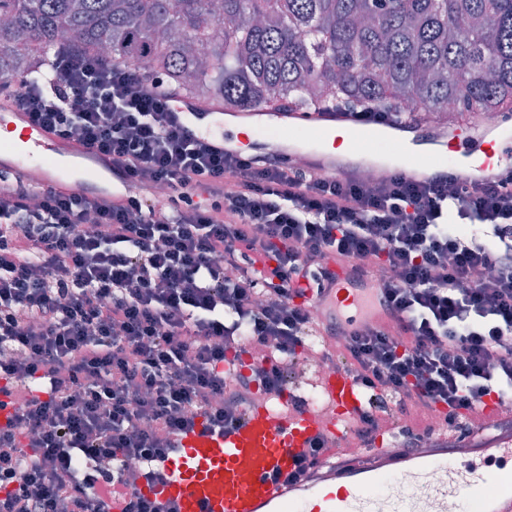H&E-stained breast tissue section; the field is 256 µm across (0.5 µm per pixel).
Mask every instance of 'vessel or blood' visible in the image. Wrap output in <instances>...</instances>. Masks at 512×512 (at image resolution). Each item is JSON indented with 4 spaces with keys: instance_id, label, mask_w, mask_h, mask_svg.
Returning <instances> with one entry per match:
<instances>
[{
    "instance_id": "vessel-or-blood-1",
    "label": "vessel or blood",
    "mask_w": 512,
    "mask_h": 512,
    "mask_svg": "<svg viewBox=\"0 0 512 512\" xmlns=\"http://www.w3.org/2000/svg\"><path fill=\"white\" fill-rule=\"evenodd\" d=\"M174 109L187 133L204 139L219 151L252 149L251 130L269 132L265 146L281 152L283 132L310 128L317 135H339L349 151L365 149L369 135L350 117L313 111L224 115L222 110L190 97L177 100ZM417 157L405 159L398 169L419 179L438 168H450L470 183L493 178L512 165V122L430 129L415 133ZM40 164L41 181L63 193L84 189L106 198L120 194V186H98L92 174L111 171L112 159L86 153L77 144L60 140L34 125L23 113L0 104V173L29 177L30 160ZM312 169L341 174L351 165L336 154L310 155ZM334 281L314 298L318 317L343 313L351 327L365 320L364 305H371L377 320L387 318L378 289L360 290L353 267L333 265ZM321 406L285 411L256 401L231 431L197 424L178 434L176 448L160 465L159 480L143 490L165 512H448L449 489H462L461 512H512V491L493 486L512 474V434L467 446L440 440L435 453L416 455L375 447L363 452L347 445L346 433L364 405L355 379L343 370L320 377ZM327 441L332 453L342 455L341 466H319L294 476L298 457L316 438ZM400 465L410 482L402 498L382 497L376 490L388 480L390 464ZM448 470L446 487L433 486V469Z\"/></svg>"
}]
</instances>
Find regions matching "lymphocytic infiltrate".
I'll list each match as a JSON object with an SVG mask.
<instances>
[{
	"instance_id": "lymphocytic-infiltrate-1",
	"label": "lymphocytic infiltrate",
	"mask_w": 512,
	"mask_h": 512,
	"mask_svg": "<svg viewBox=\"0 0 512 512\" xmlns=\"http://www.w3.org/2000/svg\"><path fill=\"white\" fill-rule=\"evenodd\" d=\"M50 68V84L4 81L0 96L111 157L127 190L0 177V512H163L139 483L178 432L235 426L257 390L284 397L318 326L297 283L322 291L332 260L396 321L337 328L325 355L364 391L362 447L382 430L405 448L462 439L485 401L512 400V168L368 187L214 152L132 64L61 50Z\"/></svg>"
}]
</instances>
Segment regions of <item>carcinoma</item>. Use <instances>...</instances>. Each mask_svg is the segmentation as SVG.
Wrapping results in <instances>:
<instances>
[{
    "instance_id": "obj_1",
    "label": "carcinoma",
    "mask_w": 512,
    "mask_h": 512,
    "mask_svg": "<svg viewBox=\"0 0 512 512\" xmlns=\"http://www.w3.org/2000/svg\"><path fill=\"white\" fill-rule=\"evenodd\" d=\"M67 45L225 112L512 114V0H0V79Z\"/></svg>"
}]
</instances>
